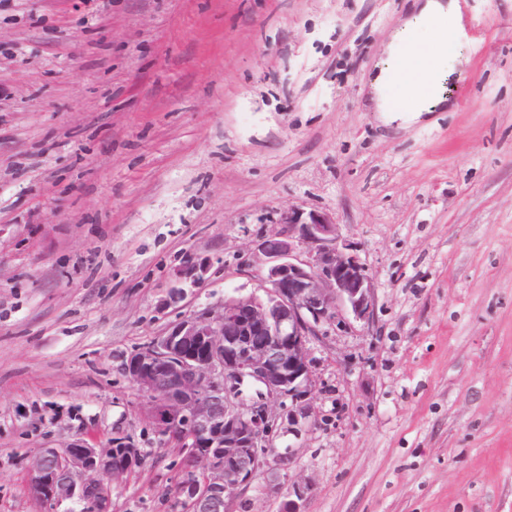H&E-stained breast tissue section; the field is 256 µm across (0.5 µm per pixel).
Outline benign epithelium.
<instances>
[{
    "mask_svg": "<svg viewBox=\"0 0 512 512\" xmlns=\"http://www.w3.org/2000/svg\"><path fill=\"white\" fill-rule=\"evenodd\" d=\"M276 223L287 231L258 245L256 288L173 324L122 363L161 443L177 432L192 440L203 481L182 485L191 512H224L269 466L274 434H297L311 417L312 339L334 323L373 322L374 282L340 225L300 207L281 211ZM205 271L189 261L176 276L195 285ZM142 458L130 437L104 446L74 438L31 459L30 483L45 512L67 501L79 505L68 512H112V486Z\"/></svg>",
    "mask_w": 512,
    "mask_h": 512,
    "instance_id": "obj_1",
    "label": "benign epithelium"
}]
</instances>
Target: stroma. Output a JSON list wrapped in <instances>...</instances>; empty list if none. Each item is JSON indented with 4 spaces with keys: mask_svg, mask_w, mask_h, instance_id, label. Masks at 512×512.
Here are the masks:
<instances>
[{
    "mask_svg": "<svg viewBox=\"0 0 512 512\" xmlns=\"http://www.w3.org/2000/svg\"><path fill=\"white\" fill-rule=\"evenodd\" d=\"M413 0H0V512L41 449L143 448L112 512H175L123 356L226 295L291 207L341 225L374 321L311 343L289 470L226 512H512V0H468L453 111L383 125L366 85ZM206 259L169 296L176 268ZM278 479L279 493L269 490Z\"/></svg>",
    "mask_w": 512,
    "mask_h": 512,
    "instance_id": "1",
    "label": "stroma"
}]
</instances>
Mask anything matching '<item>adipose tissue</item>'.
<instances>
[{"label":"adipose tissue","mask_w":512,"mask_h":512,"mask_svg":"<svg viewBox=\"0 0 512 512\" xmlns=\"http://www.w3.org/2000/svg\"><path fill=\"white\" fill-rule=\"evenodd\" d=\"M457 13L456 0H422L401 25L400 47L386 46V58L370 84L375 110L385 122L418 121L443 103L441 80L457 42L446 30L435 28L432 20L452 19ZM393 83L401 88L399 96L385 93Z\"/></svg>","instance_id":"obj_1"}]
</instances>
